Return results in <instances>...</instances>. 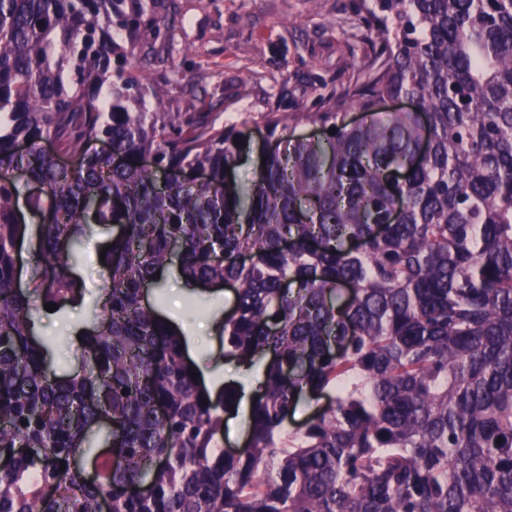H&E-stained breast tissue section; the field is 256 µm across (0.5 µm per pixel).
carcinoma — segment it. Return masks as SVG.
Segmentation results:
<instances>
[{"instance_id":"1","label":"carcinoma","mask_w":512,"mask_h":512,"mask_svg":"<svg viewBox=\"0 0 512 512\" xmlns=\"http://www.w3.org/2000/svg\"><path fill=\"white\" fill-rule=\"evenodd\" d=\"M145 2L0 0V512H512V0H370L384 61L320 112L268 113L248 183L243 132L147 111L164 90L116 35ZM401 97L420 112L379 109ZM94 225L112 227L105 301L87 368L60 374L32 309L83 299L71 267ZM176 247L186 280L233 286L224 357L273 353L243 454L220 445L238 388L213 399L143 300Z\"/></svg>"}]
</instances>
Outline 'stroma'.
<instances>
[{"mask_svg":"<svg viewBox=\"0 0 512 512\" xmlns=\"http://www.w3.org/2000/svg\"><path fill=\"white\" fill-rule=\"evenodd\" d=\"M362 0H164L137 20L132 60L149 80L165 89L167 112L205 113L210 121L249 135L238 181L253 177L268 147L264 117L269 112H317L321 99L362 75L377 50L357 20ZM108 233L97 229L74 272L85 288L81 302L58 313L37 309L36 330L55 364L75 371L82 365L73 329L89 325L102 300V268L97 250ZM181 276L169 265L148 300L177 323L189 355L207 386L238 375L242 388H254L257 373L222 358L223 339L207 325L231 309L230 288L173 290Z\"/></svg>","mask_w":512,"mask_h":512,"instance_id":"1","label":"stroma"}]
</instances>
